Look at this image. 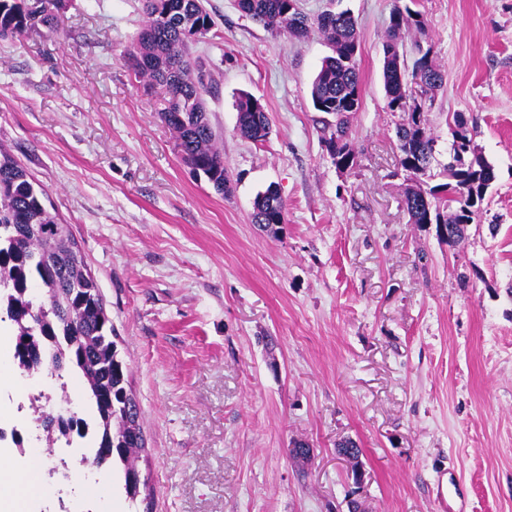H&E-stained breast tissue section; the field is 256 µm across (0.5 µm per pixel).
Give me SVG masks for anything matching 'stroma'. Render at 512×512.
<instances>
[{
  "label": "stroma",
  "mask_w": 512,
  "mask_h": 512,
  "mask_svg": "<svg viewBox=\"0 0 512 512\" xmlns=\"http://www.w3.org/2000/svg\"><path fill=\"white\" fill-rule=\"evenodd\" d=\"M397 0H300L358 23L356 163L333 164L311 84L331 50L208 0L193 46L231 182L217 194L176 149L127 53L142 0H70L58 31L0 39V147L47 192L96 277L140 406L143 486L114 512H512V0H418L446 81L420 97L447 182L451 120L495 167L456 245L410 223L383 49ZM263 98L255 144L241 94ZM278 189L286 222L252 224ZM355 440L358 462L336 445ZM306 441L308 461L288 453ZM361 480H354V470ZM237 131L255 143L263 142L269 134L267 111L264 102L244 93L237 102Z\"/></svg>",
  "instance_id": "1"
}]
</instances>
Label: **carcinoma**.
<instances>
[{"instance_id": "1", "label": "carcinoma", "mask_w": 512, "mask_h": 512, "mask_svg": "<svg viewBox=\"0 0 512 512\" xmlns=\"http://www.w3.org/2000/svg\"><path fill=\"white\" fill-rule=\"evenodd\" d=\"M413 3L397 6L392 13L382 77L388 109L404 114L396 128L400 167L425 176L434 160L436 139L426 131L423 113L406 108L408 74L399 53L404 31L423 25L420 12L411 8ZM68 5L69 0H0V37L20 36L40 27L56 31ZM237 6L275 34L302 37L318 29L332 54L323 59L312 82L313 106L326 115L358 111V31L349 11L311 18L301 10L299 0H237ZM143 12L144 25L130 53L133 72L162 90L160 113L176 133L182 159L222 195L228 183L224 152L208 116L207 86L194 76L196 59L191 50L213 26L206 0H143ZM415 67L431 90L444 86L445 76L430 51L421 54ZM237 131L255 143L266 140L269 124L261 99L241 95ZM321 133L332 158L355 162L348 132H343L339 144L332 126L323 124ZM449 159L448 182L429 189V202H424L421 192L409 191L405 205L412 223L444 224L448 243L455 244L464 238L472 220V193L484 192L494 168L477 154L469 168L456 169L454 155ZM251 222L286 223V208L276 189L269 187L257 195ZM6 320L12 327L14 362L29 369L47 364L56 373L75 371L86 384L92 407L88 417L58 416L53 409L38 406L36 422L47 447H56L55 428L71 439H90L94 448L86 459L95 467L120 463L126 494L135 499L141 484L138 461L146 441L98 282L69 225L48 211L43 188L0 148V322Z\"/></svg>"}]
</instances>
